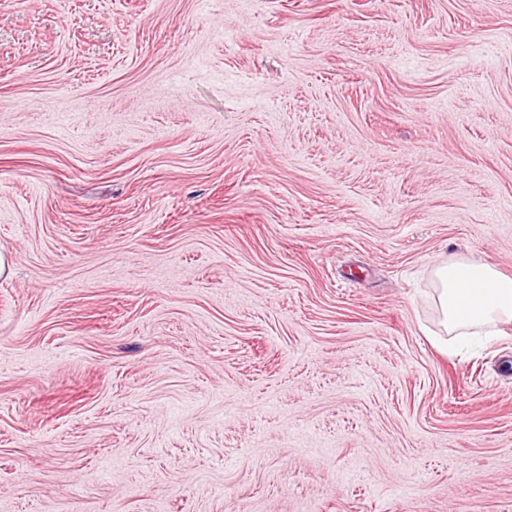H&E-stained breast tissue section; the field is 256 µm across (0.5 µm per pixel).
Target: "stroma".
<instances>
[{
    "label": "stroma",
    "instance_id": "35a3bbf8",
    "mask_svg": "<svg viewBox=\"0 0 512 512\" xmlns=\"http://www.w3.org/2000/svg\"><path fill=\"white\" fill-rule=\"evenodd\" d=\"M0 512H512V0H0ZM436 302L449 334L498 331L512 323V277L488 264L451 260L435 270Z\"/></svg>",
    "mask_w": 512,
    "mask_h": 512
}]
</instances>
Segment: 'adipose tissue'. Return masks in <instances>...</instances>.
<instances>
[{
  "label": "adipose tissue",
  "mask_w": 512,
  "mask_h": 512,
  "mask_svg": "<svg viewBox=\"0 0 512 512\" xmlns=\"http://www.w3.org/2000/svg\"><path fill=\"white\" fill-rule=\"evenodd\" d=\"M436 302L448 333L496 332L512 323V277L488 264L451 260L435 270Z\"/></svg>",
  "instance_id": "adipose-tissue-1"
}]
</instances>
